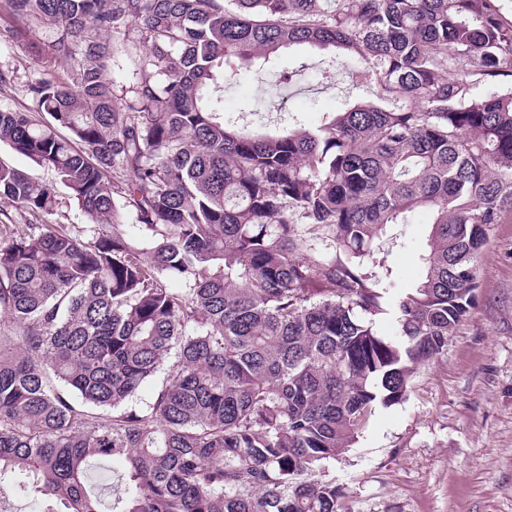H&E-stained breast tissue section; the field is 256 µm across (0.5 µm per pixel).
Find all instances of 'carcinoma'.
Returning <instances> with one entry per match:
<instances>
[{"label": "carcinoma", "mask_w": 512, "mask_h": 512, "mask_svg": "<svg viewBox=\"0 0 512 512\" xmlns=\"http://www.w3.org/2000/svg\"><path fill=\"white\" fill-rule=\"evenodd\" d=\"M0 8L1 42L66 66L28 85L50 119L0 108V143L96 226L0 237V490L20 472L46 512H104L90 471L119 458L109 512H351L315 474L448 350L491 227L512 221V0ZM130 43L147 52L119 96ZM301 46L350 54L376 99L274 136L224 112V83ZM0 200L3 228L57 204L1 160ZM419 208L423 276L400 288L369 258Z\"/></svg>", "instance_id": "carcinoma-1"}]
</instances>
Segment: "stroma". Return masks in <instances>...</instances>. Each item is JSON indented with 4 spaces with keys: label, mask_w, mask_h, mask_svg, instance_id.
<instances>
[{
    "label": "stroma",
    "mask_w": 512,
    "mask_h": 512,
    "mask_svg": "<svg viewBox=\"0 0 512 512\" xmlns=\"http://www.w3.org/2000/svg\"><path fill=\"white\" fill-rule=\"evenodd\" d=\"M331 57L308 47L282 50L273 74L247 72L225 85L224 109L251 103L254 126L274 131L373 100V80L355 81L349 65H331ZM0 70L11 78L0 106H31L25 89L42 65L22 47L0 44ZM57 200L52 215L17 219L16 232L47 222L91 240L92 227L65 188ZM429 221L418 211L391 231L387 262L400 287L421 276ZM475 295L447 352L415 368L407 399L379 409L327 463L323 480L343 488L352 512H512V222L493 226Z\"/></svg>",
    "instance_id": "1"
}]
</instances>
